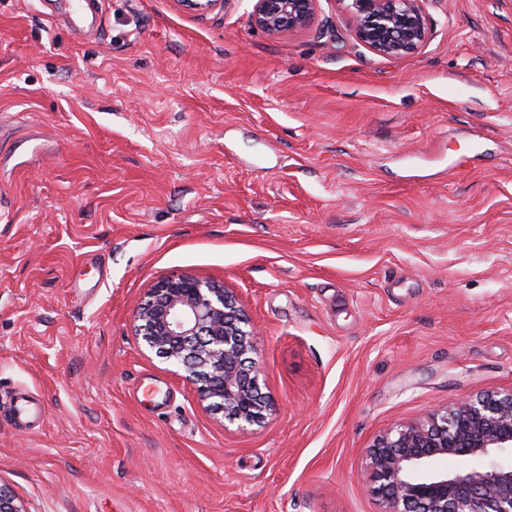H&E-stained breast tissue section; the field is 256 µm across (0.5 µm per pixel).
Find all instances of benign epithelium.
<instances>
[{"label": "benign epithelium", "mask_w": 512, "mask_h": 512, "mask_svg": "<svg viewBox=\"0 0 512 512\" xmlns=\"http://www.w3.org/2000/svg\"><path fill=\"white\" fill-rule=\"evenodd\" d=\"M319 0H255L254 23L271 35L302 28ZM425 0H351L355 38L388 58L414 53L427 37ZM137 331L149 350L182 370L200 402L247 430L263 424L256 328L241 299L190 273L167 276L145 294ZM512 390L465 396L418 422L378 435L364 452L369 490L381 512H512ZM460 465L439 470L435 462Z\"/></svg>", "instance_id": "7a95c632"}]
</instances>
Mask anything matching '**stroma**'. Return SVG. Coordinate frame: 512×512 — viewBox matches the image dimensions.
Returning <instances> with one entry per match:
<instances>
[{
	"mask_svg": "<svg viewBox=\"0 0 512 512\" xmlns=\"http://www.w3.org/2000/svg\"><path fill=\"white\" fill-rule=\"evenodd\" d=\"M254 4L108 0L78 38L0 0V486L24 512H380L377 435L512 389V0H425L398 59L345 0L277 35ZM177 272L239 294L261 427L136 334Z\"/></svg>",
	"mask_w": 512,
	"mask_h": 512,
	"instance_id": "35a3bbf8",
	"label": "stroma"
}]
</instances>
